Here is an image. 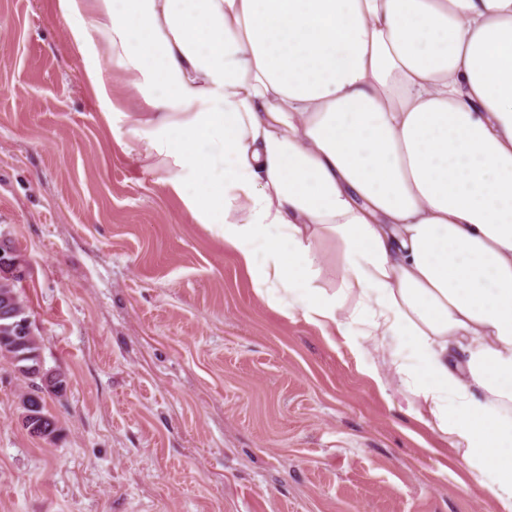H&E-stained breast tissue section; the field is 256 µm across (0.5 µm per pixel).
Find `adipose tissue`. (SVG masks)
I'll use <instances>...</instances> for the list:
<instances>
[{
	"mask_svg": "<svg viewBox=\"0 0 512 512\" xmlns=\"http://www.w3.org/2000/svg\"><path fill=\"white\" fill-rule=\"evenodd\" d=\"M117 144L268 304L375 343L512 512V0H56ZM141 109L112 108L116 88ZM342 274L321 288V240Z\"/></svg>",
	"mask_w": 512,
	"mask_h": 512,
	"instance_id": "obj_1",
	"label": "adipose tissue"
}]
</instances>
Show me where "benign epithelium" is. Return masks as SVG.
Returning <instances> with one entry per match:
<instances>
[{"label": "benign epithelium", "mask_w": 512, "mask_h": 512, "mask_svg": "<svg viewBox=\"0 0 512 512\" xmlns=\"http://www.w3.org/2000/svg\"><path fill=\"white\" fill-rule=\"evenodd\" d=\"M1 276L9 278L13 283L22 276L13 248L2 238H0ZM18 315L16 295L0 280V318L13 319L9 329L14 331V334L0 338V355L13 360L19 364V370L38 380V383L21 396V405L24 409L23 425L32 434L51 438L55 435V422L42 411L43 399L47 394L62 393L66 389L67 381L60 374L46 371L39 353L30 351V348L38 344V336L34 333L29 320L20 319Z\"/></svg>", "instance_id": "obj_1"}]
</instances>
